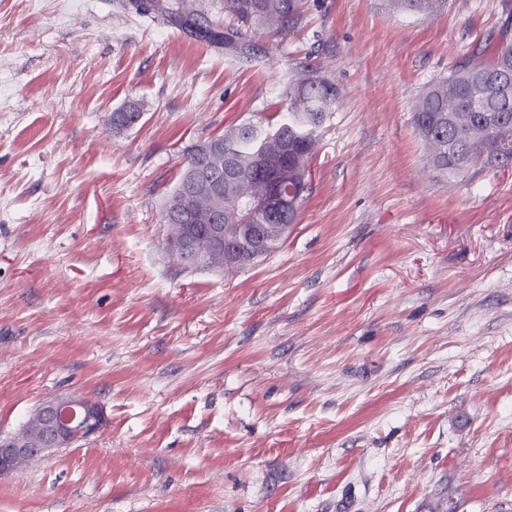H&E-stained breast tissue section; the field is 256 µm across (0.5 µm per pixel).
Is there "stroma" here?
Listing matches in <instances>:
<instances>
[{"instance_id": "1", "label": "stroma", "mask_w": 512, "mask_h": 512, "mask_svg": "<svg viewBox=\"0 0 512 512\" xmlns=\"http://www.w3.org/2000/svg\"><path fill=\"white\" fill-rule=\"evenodd\" d=\"M245 60L129 0H0V436L52 396L89 438L0 475V512H512V167L445 178L413 105L512 0H309ZM339 104L283 246L182 270L184 150ZM143 117L116 134L128 101Z\"/></svg>"}]
</instances>
